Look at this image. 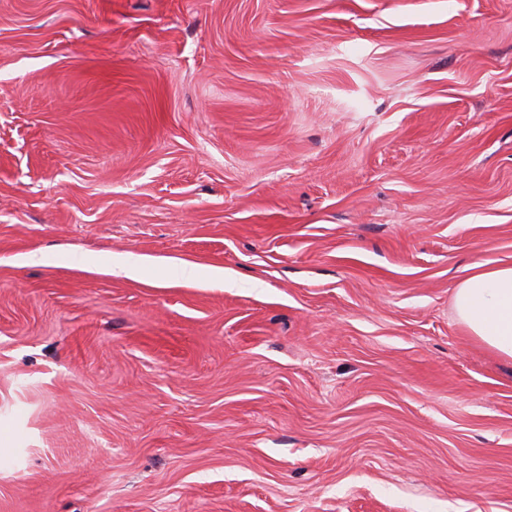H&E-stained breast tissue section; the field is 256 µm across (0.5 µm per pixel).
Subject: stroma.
Returning a JSON list of instances; mask_svg holds the SVG:
<instances>
[{
  "mask_svg": "<svg viewBox=\"0 0 512 512\" xmlns=\"http://www.w3.org/2000/svg\"><path fill=\"white\" fill-rule=\"evenodd\" d=\"M476 263L512 0H0V512H512Z\"/></svg>",
  "mask_w": 512,
  "mask_h": 512,
  "instance_id": "35a3bbf8",
  "label": "stroma"
}]
</instances>
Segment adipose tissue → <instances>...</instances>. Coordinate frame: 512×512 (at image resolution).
Masks as SVG:
<instances>
[{"mask_svg":"<svg viewBox=\"0 0 512 512\" xmlns=\"http://www.w3.org/2000/svg\"><path fill=\"white\" fill-rule=\"evenodd\" d=\"M459 324L475 341L512 361V264H476L454 291Z\"/></svg>","mask_w":512,"mask_h":512,"instance_id":"ef3b65f1","label":"adipose tissue"}]
</instances>
